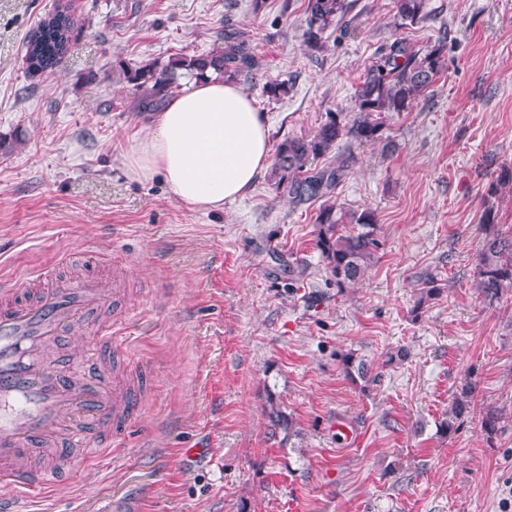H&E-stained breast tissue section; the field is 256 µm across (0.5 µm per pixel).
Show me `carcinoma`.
<instances>
[{"mask_svg":"<svg viewBox=\"0 0 512 512\" xmlns=\"http://www.w3.org/2000/svg\"><path fill=\"white\" fill-rule=\"evenodd\" d=\"M426 0H395L397 15L412 23L426 18ZM353 7L350 0H307L306 29L303 33L307 47H323V34L330 27L346 23ZM71 49V20L64 6L44 18L33 29L26 42L27 70L40 74L58 67ZM448 54V37L439 35L433 45L422 51L409 42L396 39L369 66L357 89V112L349 122L331 116L310 137L288 138L277 148L272 174L277 187L288 193L295 206L310 200H323L316 223V247L336 287L344 290L357 283L365 274L375 249L376 217L374 212L345 211L333 202L336 190L345 176L346 166L339 162L320 170L310 169V161L332 153L347 137L359 144L379 143L382 152L395 151L394 145L383 141L384 114L408 112L415 100L423 95L444 71ZM260 68V62L248 48L242 34L224 25V48L207 55L176 56L165 64L156 62L126 70V78L143 92L138 109L159 112L178 87V72L203 79L213 72L226 82H238ZM497 215L492 209L483 214V224L491 232L479 252L477 288L484 298L494 301L506 289L512 288V237L492 231ZM424 288L416 308L440 294L434 277L426 275ZM472 386L462 385L439 424V431L450 434L458 429L471 411Z\"/></svg>","mask_w":512,"mask_h":512,"instance_id":"carcinoma-1","label":"carcinoma"}]
</instances>
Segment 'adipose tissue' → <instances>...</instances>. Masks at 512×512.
Listing matches in <instances>:
<instances>
[{
  "instance_id": "1",
  "label": "adipose tissue",
  "mask_w": 512,
  "mask_h": 512,
  "mask_svg": "<svg viewBox=\"0 0 512 512\" xmlns=\"http://www.w3.org/2000/svg\"><path fill=\"white\" fill-rule=\"evenodd\" d=\"M269 156L261 113L237 86L213 74L157 113L132 145L127 166L140 181L162 177L189 206L220 210L249 191Z\"/></svg>"
}]
</instances>
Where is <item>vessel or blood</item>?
<instances>
[{
    "mask_svg": "<svg viewBox=\"0 0 512 512\" xmlns=\"http://www.w3.org/2000/svg\"><path fill=\"white\" fill-rule=\"evenodd\" d=\"M112 293L102 278L58 279L42 271L0 283V503L54 486L58 468L32 466L35 453L49 447L64 458L79 448L83 461L97 459L118 447L139 411L130 380L107 371L115 324L92 338L95 353L83 369L96 372L95 381L74 384L69 364L50 367L42 357L48 345L69 344V324L91 318ZM70 410L82 414L83 428L66 430L62 415Z\"/></svg>",
    "mask_w": 512,
    "mask_h": 512,
    "instance_id": "vessel-or-blood-1",
    "label": "vessel or blood"
}]
</instances>
